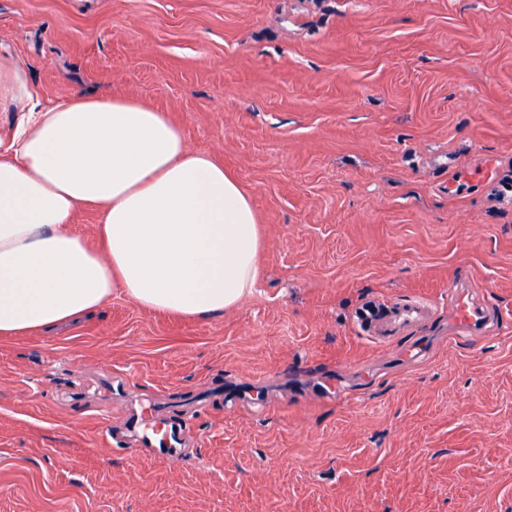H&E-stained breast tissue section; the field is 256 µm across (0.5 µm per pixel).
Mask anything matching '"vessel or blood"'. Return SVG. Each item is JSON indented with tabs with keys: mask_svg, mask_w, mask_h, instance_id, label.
I'll use <instances>...</instances> for the list:
<instances>
[{
	"mask_svg": "<svg viewBox=\"0 0 512 512\" xmlns=\"http://www.w3.org/2000/svg\"><path fill=\"white\" fill-rule=\"evenodd\" d=\"M433 313V304L423 298L398 303L377 302L362 312L358 325L376 342L390 344L399 337L429 325ZM497 320L495 312L473 296L467 282L457 280L449 283V339H456L463 334H483ZM128 429L135 438L137 453L166 460H179L186 454L182 427L135 413L128 421Z\"/></svg>",
	"mask_w": 512,
	"mask_h": 512,
	"instance_id": "vessel-or-blood-1",
	"label": "vessel or blood"
}]
</instances>
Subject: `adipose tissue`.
I'll use <instances>...</instances> for the list:
<instances>
[{
  "label": "adipose tissue",
  "mask_w": 512,
  "mask_h": 512,
  "mask_svg": "<svg viewBox=\"0 0 512 512\" xmlns=\"http://www.w3.org/2000/svg\"><path fill=\"white\" fill-rule=\"evenodd\" d=\"M99 208L97 247L71 229ZM262 236L248 192L163 113L79 96L31 113L0 154V336H30L115 292L181 318L254 293Z\"/></svg>",
  "instance_id": "adipose-tissue-1"
}]
</instances>
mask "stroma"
I'll list each match as a JSON object with an SVG mask.
<instances>
[{
  "instance_id": "stroma-1",
  "label": "stroma",
  "mask_w": 512,
  "mask_h": 512,
  "mask_svg": "<svg viewBox=\"0 0 512 512\" xmlns=\"http://www.w3.org/2000/svg\"><path fill=\"white\" fill-rule=\"evenodd\" d=\"M0 60L1 154L30 110L135 100L263 236L224 315L117 292L0 338V512H512V0H0ZM457 277L495 334L449 341ZM411 296L436 321L405 362L356 313ZM141 408L186 457L123 449Z\"/></svg>"
}]
</instances>
